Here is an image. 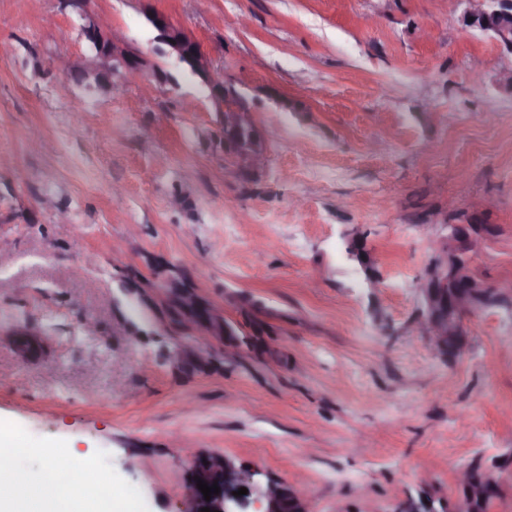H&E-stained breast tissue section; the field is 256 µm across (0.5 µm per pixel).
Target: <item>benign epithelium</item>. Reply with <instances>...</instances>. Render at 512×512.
Listing matches in <instances>:
<instances>
[{"mask_svg": "<svg viewBox=\"0 0 512 512\" xmlns=\"http://www.w3.org/2000/svg\"><path fill=\"white\" fill-rule=\"evenodd\" d=\"M463 1L467 3L466 16L485 15L497 20L494 25H481L476 22L474 27L493 34L503 42L509 40V33L512 32V0H448L455 8ZM157 19L164 23L162 38L159 39L162 47L157 49V53L173 61L176 66L184 67L190 59L188 50H193L195 76L209 88L215 100L224 103V125L233 127L245 122L244 112L247 108L240 104L236 89L212 79L210 64L198 43L184 31L175 28L164 16L159 15ZM105 38L110 40L111 50L84 58L82 64L86 72L94 75L110 66L112 72L121 73L126 81L138 78L147 67L146 58L131 50L128 43L114 34H107ZM224 148L234 152L246 168H255L264 159L262 150L253 147L247 149L226 141ZM443 229L444 233L432 240L433 262L417 285L424 315L415 326L416 333L426 340L437 356L448 353V340L459 334L458 326L464 314L475 308L486 307L494 301L512 297V283L509 281L499 284L472 281L466 286L463 295H458L454 290L448 293L457 302L448 312H443L440 308L443 301L441 289L449 284L459 283L464 274L463 263L459 259L460 251L455 248V227L445 224ZM199 479L210 487L218 486L220 492L211 494L210 500H205L203 493L197 488ZM242 487L249 490V493L233 495V492ZM188 489L189 503L183 512H201L204 507L212 512H251L252 506L256 508V512H311L305 498L273 480L267 481L262 487L261 496L252 497L251 477L220 455H210L194 461L188 474Z\"/></svg>", "mask_w": 512, "mask_h": 512, "instance_id": "obj_1", "label": "benign epithelium"}]
</instances>
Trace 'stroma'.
Wrapping results in <instances>:
<instances>
[{"instance_id": "stroma-1", "label": "stroma", "mask_w": 512, "mask_h": 512, "mask_svg": "<svg viewBox=\"0 0 512 512\" xmlns=\"http://www.w3.org/2000/svg\"><path fill=\"white\" fill-rule=\"evenodd\" d=\"M86 8L150 60L122 96L53 69L86 51L73 6L0 0V423L85 453L136 512H184L211 454L312 512H448L470 464L512 512V306L469 318L458 361L412 329L440 225H493L476 269L512 281L505 45L448 0ZM152 13L238 90L263 169L225 151L197 77L159 83Z\"/></svg>"}]
</instances>
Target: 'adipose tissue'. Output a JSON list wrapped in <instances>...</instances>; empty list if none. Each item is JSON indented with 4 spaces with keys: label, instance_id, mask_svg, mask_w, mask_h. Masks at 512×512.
<instances>
[{
    "label": "adipose tissue",
    "instance_id": "obj_1",
    "mask_svg": "<svg viewBox=\"0 0 512 512\" xmlns=\"http://www.w3.org/2000/svg\"><path fill=\"white\" fill-rule=\"evenodd\" d=\"M25 453L18 431L0 425V512H127L131 489L86 466L78 449H40L42 466L22 472L15 461Z\"/></svg>",
    "mask_w": 512,
    "mask_h": 512
}]
</instances>
